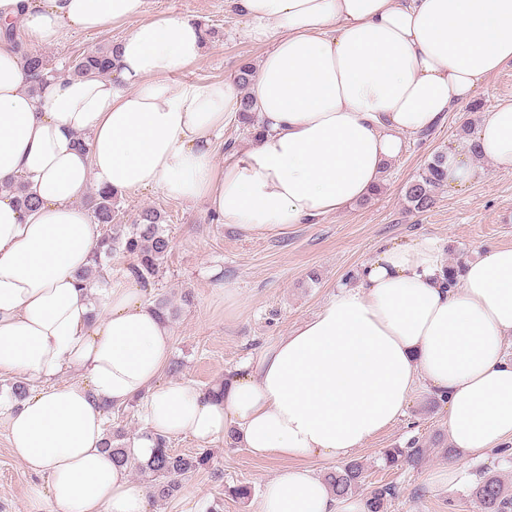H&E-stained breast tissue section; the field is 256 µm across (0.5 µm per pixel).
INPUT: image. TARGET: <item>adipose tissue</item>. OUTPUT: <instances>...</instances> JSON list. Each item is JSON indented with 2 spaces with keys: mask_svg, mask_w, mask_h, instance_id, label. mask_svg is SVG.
<instances>
[{
  "mask_svg": "<svg viewBox=\"0 0 512 512\" xmlns=\"http://www.w3.org/2000/svg\"><path fill=\"white\" fill-rule=\"evenodd\" d=\"M249 34L271 42L249 89L176 82L202 55L193 19H144L145 0H0L38 45L67 30L135 20L110 77L60 78L40 95L0 40V375L45 382L0 406L12 453L45 478L51 512H147L134 464L152 437L202 443L233 434L281 460L260 512H365L338 501L308 462L348 458L400 418L417 385L443 399L454 448L479 455L512 440V246L450 277L444 241L385 242L315 314L224 378L215 396L159 384L172 333L132 275L82 279L99 243L81 201L90 186L156 188L204 201L247 235H277L370 196L407 137L471 100L512 61V0H238ZM251 95L260 134L216 166L225 126ZM512 170V102L482 113L446 156L448 187ZM26 181L40 205L19 204ZM102 313L92 319L93 301ZM82 380L56 386L63 367ZM140 402L150 438L127 465L104 451L105 407Z\"/></svg>",
  "mask_w": 512,
  "mask_h": 512,
  "instance_id": "adipose-tissue-1",
  "label": "adipose tissue"
}]
</instances>
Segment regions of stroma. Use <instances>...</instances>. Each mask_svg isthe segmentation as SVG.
I'll list each match as a JSON object with an SVG mask.
<instances>
[{
    "label": "stroma",
    "instance_id": "1",
    "mask_svg": "<svg viewBox=\"0 0 512 512\" xmlns=\"http://www.w3.org/2000/svg\"><path fill=\"white\" fill-rule=\"evenodd\" d=\"M169 14L194 18L209 32L202 57L178 74V81L233 79L241 65L258 67L267 49L248 35L247 22L232 0H146L147 17ZM127 32L124 25L68 31L57 44L41 47L21 29L17 40L22 51L42 54L62 70L78 54L117 43ZM505 100H512V64L449 113L445 124L411 138L384 171L380 194L276 237L242 235L216 223L204 203L177 202L155 188L123 192L120 223H133L142 209L155 208L165 213L163 227L172 240L161 276L145 290L147 301L164 297L177 311L169 326L171 359L179 369L162 373L161 383L189 381L203 389L219 384L226 372L317 313L338 286L352 284L359 265L380 243L435 236L446 241L452 265L512 246V171L485 163L481 180L464 190L439 189L433 207L424 212L413 210L405 197L407 184L422 175L435 154L453 149L463 128ZM228 290L238 299L235 306L224 304ZM431 398L428 389L417 386L404 416L353 452V459L365 466L356 500H366L374 487L388 484L396 495L387 512H480L469 488L472 472L482 468L512 488V461L496 451L479 459L447 455V410L431 405ZM414 440L425 449L422 459L384 466L383 449L405 448ZM170 446L178 453H208L210 462L182 478L176 497L150 499L148 512H206L215 503L221 512H256L265 480L281 466L280 461L255 457L226 436L205 444L176 437ZM441 468L459 473L455 489L432 481ZM40 482L11 454L0 430V512H31L32 489ZM240 484L251 486L249 501L230 495V487Z\"/></svg>",
    "mask_w": 512,
    "mask_h": 512
}]
</instances>
